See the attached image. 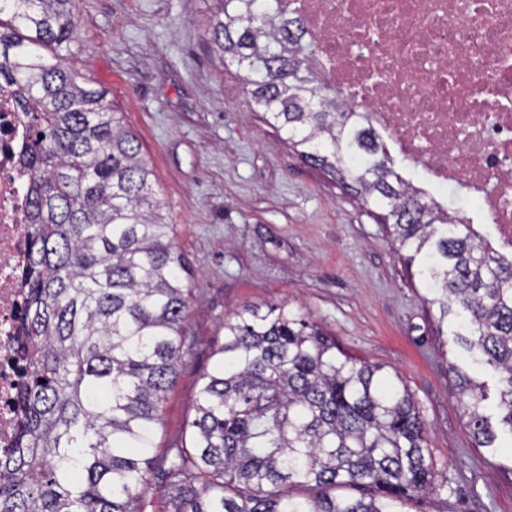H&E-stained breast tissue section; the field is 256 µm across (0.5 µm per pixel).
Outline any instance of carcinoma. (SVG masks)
Segmentation results:
<instances>
[{"label":"carcinoma","mask_w":512,"mask_h":512,"mask_svg":"<svg viewBox=\"0 0 512 512\" xmlns=\"http://www.w3.org/2000/svg\"><path fill=\"white\" fill-rule=\"evenodd\" d=\"M73 0H0V80L33 114L25 355L17 451L0 458V512H403L432 488L422 419L381 365L346 353L286 305L246 306L199 377L189 441L147 458L179 368L188 285L137 138L63 55ZM208 34L255 110L298 156L385 222L406 265L442 294L440 321L499 375L512 434V258L395 169L369 115L305 66L315 50L281 0H213ZM476 447H497L484 385L450 367ZM363 490L338 497L336 488ZM306 487L311 497L297 494Z\"/></svg>","instance_id":"1"}]
</instances>
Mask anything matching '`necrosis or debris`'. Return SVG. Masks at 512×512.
Listing matches in <instances>:
<instances>
[{
    "mask_svg": "<svg viewBox=\"0 0 512 512\" xmlns=\"http://www.w3.org/2000/svg\"><path fill=\"white\" fill-rule=\"evenodd\" d=\"M316 43L325 84L368 112L423 169L479 203L512 256V0H287ZM31 120L0 83V456L16 442V394L29 374L20 316L29 250L19 163Z\"/></svg>",
    "mask_w": 512,
    "mask_h": 512,
    "instance_id": "necrosis-or-debris-1",
    "label": "necrosis or debris"
}]
</instances>
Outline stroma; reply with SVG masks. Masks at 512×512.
Here are the masks:
<instances>
[{"label":"stroma","instance_id":"obj_1","mask_svg":"<svg viewBox=\"0 0 512 512\" xmlns=\"http://www.w3.org/2000/svg\"><path fill=\"white\" fill-rule=\"evenodd\" d=\"M211 0H74L64 63L101 90L138 139L189 268L190 362L167 395L150 455L184 441L199 377L225 318L244 306L307 313L345 352L385 367L412 394L437 472L406 512H512V436L476 447L453 369L489 394L499 375L472 364L398 257L385 225L304 164L255 112L207 34Z\"/></svg>","mask_w":512,"mask_h":512}]
</instances>
